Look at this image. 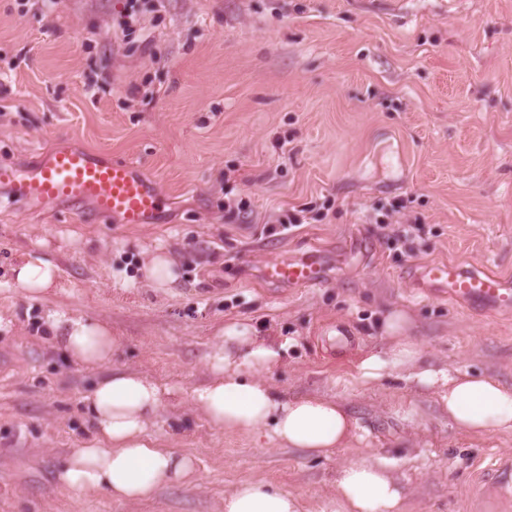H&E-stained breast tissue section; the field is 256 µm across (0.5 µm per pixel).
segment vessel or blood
<instances>
[{
  "instance_id": "1",
  "label": "vessel or blood",
  "mask_w": 512,
  "mask_h": 512,
  "mask_svg": "<svg viewBox=\"0 0 512 512\" xmlns=\"http://www.w3.org/2000/svg\"><path fill=\"white\" fill-rule=\"evenodd\" d=\"M0 189L32 208L56 202L86 205L94 216L130 225L154 223L163 204L156 182L138 166L82 148L53 150L41 162L24 168L1 163ZM262 278L276 285L311 288L327 281L328 269L312 251L268 263ZM410 280L425 293L473 311H512V277L490 269L432 262L413 269Z\"/></svg>"
}]
</instances>
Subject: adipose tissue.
I'll list each match as a JSON object with an SVG mask.
<instances>
[{
	"instance_id": "adipose-tissue-1",
	"label": "adipose tissue",
	"mask_w": 512,
	"mask_h": 512,
	"mask_svg": "<svg viewBox=\"0 0 512 512\" xmlns=\"http://www.w3.org/2000/svg\"><path fill=\"white\" fill-rule=\"evenodd\" d=\"M14 281L29 299L49 295L59 269L42 256H28L14 267ZM54 325L66 357L87 368L109 367L83 397L92 430L82 447L73 449L57 472L68 490L102 491L114 499L135 503L161 487L190 481L195 474L192 456L162 447L148 433L162 402L163 390L145 375L111 368L119 339L110 327L80 314H58ZM403 313L389 316L385 331L394 343L357 364L360 380L378 381L395 373L433 389L448 411L449 422L468 433L512 432V388L496 379L466 371L422 369L420 351L405 337ZM226 342L209 359L210 380L195 389L192 400L214 427L245 431L256 440L298 448L330 458L338 448L357 439L361 427L334 398L284 396L264 377L278 364L295 338L267 342L247 328L232 327ZM392 458L372 455L344 465L335 491L322 500L319 512H404V495L393 480ZM301 498L263 478L240 482L224 496V512H304Z\"/></svg>"
}]
</instances>
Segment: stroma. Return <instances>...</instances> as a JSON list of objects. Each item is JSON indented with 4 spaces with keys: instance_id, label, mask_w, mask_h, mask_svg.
I'll use <instances>...</instances> for the list:
<instances>
[{
    "instance_id": "35a3bbf8",
    "label": "stroma",
    "mask_w": 512,
    "mask_h": 512,
    "mask_svg": "<svg viewBox=\"0 0 512 512\" xmlns=\"http://www.w3.org/2000/svg\"><path fill=\"white\" fill-rule=\"evenodd\" d=\"M134 4L140 24L117 29ZM64 146L137 164L166 206L129 226L0 193V512H224L253 477L313 508L339 467L373 454L394 459L406 512L512 502L492 471L512 460V434L471 435L434 391L356 370L401 311L423 366L512 387V312L476 313L407 277L443 260L512 276V0H0V163ZM409 224L419 236L395 241ZM158 250L179 271L167 288L140 274ZM306 251L329 264L323 285L262 280L267 262ZM34 253L61 289L29 300L12 269ZM56 313L109 324L113 366L166 388L149 433L194 457V481L142 503L59 487L101 373L63 357L46 330ZM230 324L296 338L268 380L340 400L363 441L325 460L213 427L190 395Z\"/></svg>"
}]
</instances>
